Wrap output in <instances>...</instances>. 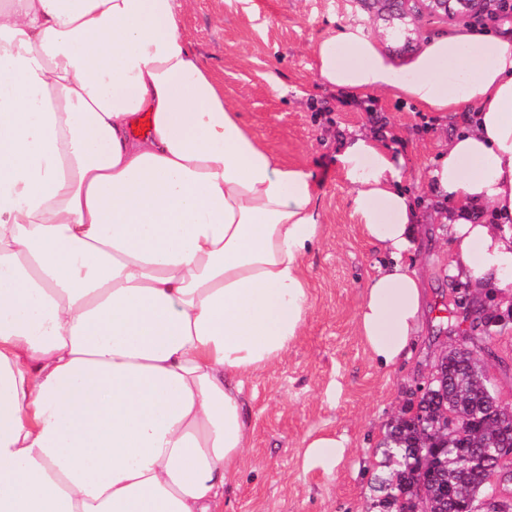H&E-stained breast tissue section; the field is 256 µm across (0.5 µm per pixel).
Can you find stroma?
<instances>
[{
  "label": "stroma",
  "instance_id": "1",
  "mask_svg": "<svg viewBox=\"0 0 512 512\" xmlns=\"http://www.w3.org/2000/svg\"><path fill=\"white\" fill-rule=\"evenodd\" d=\"M389 0H192L183 26L204 64L238 105L243 121L280 161L313 174L322 231L304 259L311 310L301 335L278 364L245 383L250 440L240 470L224 495V512H369L375 495L379 444L413 401L415 384L445 347L458 311L447 273L445 234L418 226L424 246L415 255L426 280L428 311L409 365L374 363L358 333L356 310L378 261L336 165L340 138L351 129L383 130L408 166V186L430 196L432 161L462 115H441L386 95L347 103L321 85L312 48L346 23L364 25L396 58L415 52L445 21L388 9ZM480 303L508 319L481 365L498 401L512 407V319L500 295ZM348 437L350 455L330 473L303 471L307 436Z\"/></svg>",
  "mask_w": 512,
  "mask_h": 512
}]
</instances>
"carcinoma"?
Instances as JSON below:
<instances>
[{"instance_id":"obj_1","label":"carcinoma","mask_w":512,"mask_h":512,"mask_svg":"<svg viewBox=\"0 0 512 512\" xmlns=\"http://www.w3.org/2000/svg\"><path fill=\"white\" fill-rule=\"evenodd\" d=\"M462 310V321L450 331L469 343L467 348H451L441 359V380L432 384L433 394L398 417L379 444L383 448L382 465L388 471L376 477L380 496L373 503L377 512H414L416 456L419 449H433L437 464L427 474L431 512H512V495L499 489L489 491L483 467H469L458 457L470 452L497 448L506 440L500 424L491 419L498 404L491 381L480 365L478 353L486 340L479 326L496 319L459 292L454 299ZM456 413L465 438L459 439L441 426L443 409Z\"/></svg>"}]
</instances>
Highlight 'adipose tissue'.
<instances>
[{
	"label": "adipose tissue",
	"mask_w": 512,
	"mask_h": 512,
	"mask_svg": "<svg viewBox=\"0 0 512 512\" xmlns=\"http://www.w3.org/2000/svg\"><path fill=\"white\" fill-rule=\"evenodd\" d=\"M190 4L0 0V512H222L249 443L244 383L309 315L312 174L225 100L184 32ZM312 53L351 98L476 103L429 177L449 277L512 299V36L454 25L401 64L348 23ZM336 158L386 258L356 320L389 368L422 326L424 204L379 136L350 132ZM348 455L320 435L302 468Z\"/></svg>",
	"instance_id": "ef3b65f1"
}]
</instances>
